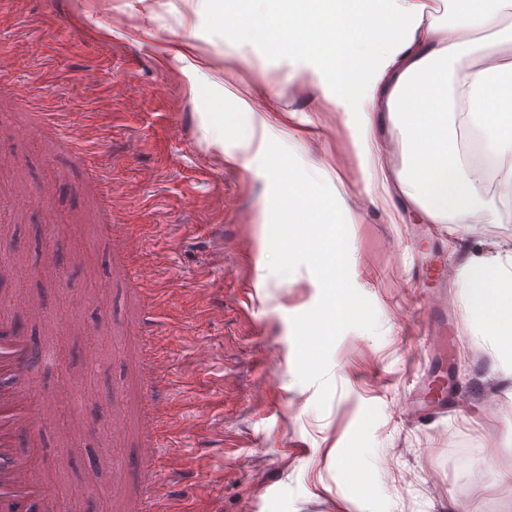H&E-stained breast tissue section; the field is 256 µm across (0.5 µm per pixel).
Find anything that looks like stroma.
<instances>
[{"label":"stroma","mask_w":512,"mask_h":512,"mask_svg":"<svg viewBox=\"0 0 512 512\" xmlns=\"http://www.w3.org/2000/svg\"><path fill=\"white\" fill-rule=\"evenodd\" d=\"M271 0H0V226H18L21 274L0 283L25 333L53 336L36 402L49 421L22 437L40 473L57 483L69 512H126L112 496L114 473L87 476L70 449L98 448L124 416L123 460L156 426L177 437L193 484L175 486L180 512H512V398L485 376L457 281L448 304L458 322L446 351L429 354L427 289L414 261L446 253L427 224H392L367 196L351 199L365 223L348 227L350 279L373 305L377 331L351 328L330 354L333 392L299 382L292 318L318 302L307 268L284 282L268 268L270 181L261 167L268 140L288 141V123L269 111L264 87L292 89L290 106L322 129L298 142L306 160L354 176L337 112L318 111L308 86L289 85L300 55L336 52L335 41H297ZM65 113L108 163L121 203L102 205L85 162L51 131L35 133L34 106ZM60 177L50 202L39 185ZM234 196L235 209L224 199ZM52 208L55 225L44 224ZM124 224L140 241L138 264L154 268L166 293L160 351L179 390H146L141 354L124 350L146 307L123 261L108 258L102 232ZM78 254L82 269L67 258ZM61 272L47 278L53 266ZM504 359L512 360V292L485 311ZM98 329V364L83 361L77 324ZM453 364L467 411L419 424L438 365ZM72 375L98 390L58 396ZM165 401L162 424L142 409Z\"/></svg>","instance_id":"stroma-1"}]
</instances>
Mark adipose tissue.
Masks as SVG:
<instances>
[{
    "label": "adipose tissue",
    "instance_id": "ef3b65f1",
    "mask_svg": "<svg viewBox=\"0 0 512 512\" xmlns=\"http://www.w3.org/2000/svg\"><path fill=\"white\" fill-rule=\"evenodd\" d=\"M378 47L352 64L308 55L294 77L343 115L357 179L314 184L340 224H361L351 197L366 195L390 223L444 224L463 259L469 311L480 316L512 288V247L467 243L469 224L512 223V13L505 0H383ZM434 97L436 122L417 107ZM401 144L387 168L384 134Z\"/></svg>",
    "mask_w": 512,
    "mask_h": 512
}]
</instances>
